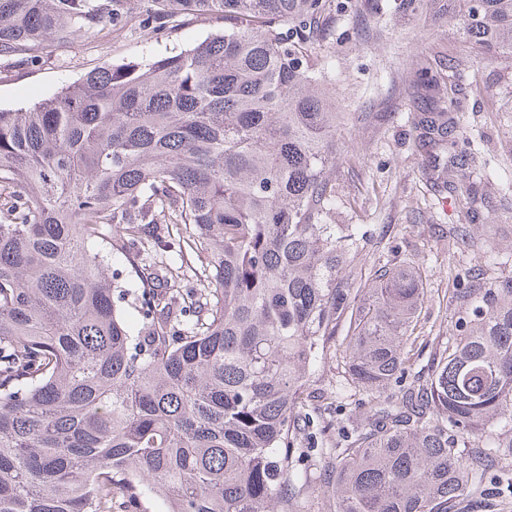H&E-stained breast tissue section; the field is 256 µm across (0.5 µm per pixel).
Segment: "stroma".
I'll return each instance as SVG.
<instances>
[{
	"instance_id": "stroma-1",
	"label": "stroma",
	"mask_w": 512,
	"mask_h": 512,
	"mask_svg": "<svg viewBox=\"0 0 512 512\" xmlns=\"http://www.w3.org/2000/svg\"><path fill=\"white\" fill-rule=\"evenodd\" d=\"M356 5L331 15L314 52L331 68L344 114V147L336 164V221L365 225L370 241L356 267L413 264L431 291L419 327L426 336L452 333L457 311L449 302V265L512 273V57L490 56L466 43L448 18L423 14L404 23L397 0ZM224 29L217 15H184L158 26L143 16L105 24L71 42H46L37 60L0 58V108L18 109L53 96L88 71L146 54L189 48ZM429 66L443 76L439 91L412 98L415 71ZM457 99L454 118L478 151L493 157L491 188L479 190L473 234L492 229L500 244L494 264L455 247L464 223L454 198L430 177L437 152L422 145L414 125L438 95Z\"/></svg>"
}]
</instances>
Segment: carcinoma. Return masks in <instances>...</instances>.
Here are the masks:
<instances>
[{
	"label": "carcinoma",
	"instance_id": "cac0c4a2",
	"mask_svg": "<svg viewBox=\"0 0 512 512\" xmlns=\"http://www.w3.org/2000/svg\"><path fill=\"white\" fill-rule=\"evenodd\" d=\"M346 2L0 0V57L138 7L224 17L191 49L0 109V512H112L114 494L288 512L312 465L336 475V512H454L467 490L512 489V275L455 272V332L421 336L418 271L354 273L366 231L336 223L343 113L313 45ZM467 2L468 43L512 53V0ZM456 111L440 97L419 129L466 206L489 172ZM327 360L351 420L324 422L310 460L297 426Z\"/></svg>",
	"mask_w": 512,
	"mask_h": 512
}]
</instances>
